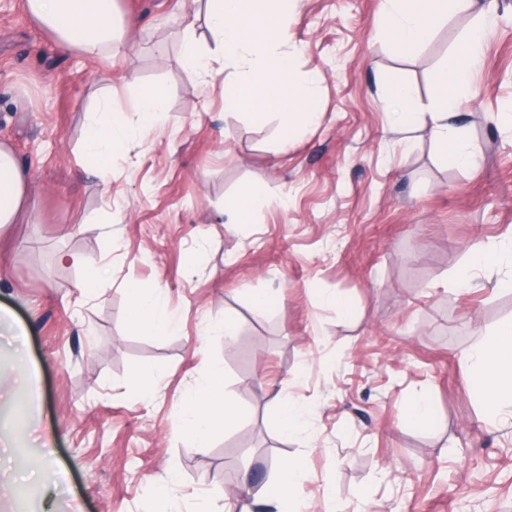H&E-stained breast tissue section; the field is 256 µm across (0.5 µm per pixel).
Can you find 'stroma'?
<instances>
[{
  "label": "stroma",
  "instance_id": "stroma-1",
  "mask_svg": "<svg viewBox=\"0 0 512 512\" xmlns=\"http://www.w3.org/2000/svg\"><path fill=\"white\" fill-rule=\"evenodd\" d=\"M112 7L129 48L88 58L0 0V140L33 176L30 223L0 236V512H155L172 472L177 512H212L215 491L275 484L289 460L305 512H512V416L488 413L467 358L512 322V292L495 286L512 262L456 279L473 247L512 239V129L499 122L512 0L491 6L460 109L470 168L441 159L428 125L391 127L375 80L402 77L426 110L474 15L399 55L380 0H288L293 74L316 78L319 117L286 146L276 114L225 111L223 77L183 63L193 0ZM152 89L165 111L104 185L80 165L94 104L114 94L115 120L133 126ZM256 184L267 192L249 223H233L227 202ZM101 268L100 296L80 299ZM132 284L161 290L177 321L166 335L133 328ZM228 317L229 345L207 333ZM206 364L245 416L194 448L175 413ZM419 394L424 425L405 419ZM288 398L306 412L298 438L276 430Z\"/></svg>",
  "mask_w": 512,
  "mask_h": 512
}]
</instances>
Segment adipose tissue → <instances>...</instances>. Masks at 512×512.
<instances>
[{
	"instance_id": "1",
	"label": "adipose tissue",
	"mask_w": 512,
	"mask_h": 512,
	"mask_svg": "<svg viewBox=\"0 0 512 512\" xmlns=\"http://www.w3.org/2000/svg\"><path fill=\"white\" fill-rule=\"evenodd\" d=\"M206 26L213 46L201 51L196 18L184 16V60L202 77L214 75L213 61L237 69L238 75L224 94V109L250 110L253 117L275 111L281 137L290 141L296 129L313 121L314 83L296 82L292 56L285 52L288 30L281 24L282 0H203ZM477 0H382L386 34L397 52L425 43L436 25L452 12L475 9ZM26 13L49 29L57 42L86 56L125 52L127 41L121 20L106 0H22ZM489 27H473L460 45L452 67L436 76L438 95L429 109L433 134L446 162L457 167L475 163L476 153L454 125L465 101L472 73ZM118 103L105 96L99 103L83 145V167L103 181L113 174L112 160L132 131L112 114ZM31 173L14 149L0 142V231L30 220ZM130 319L135 329L161 333L174 321L165 301L138 285L129 288ZM476 395L494 413L512 410V324L487 333L468 355ZM242 415L224 394V373L208 368L204 382L179 406L178 420L193 447H208L218 428Z\"/></svg>"
}]
</instances>
